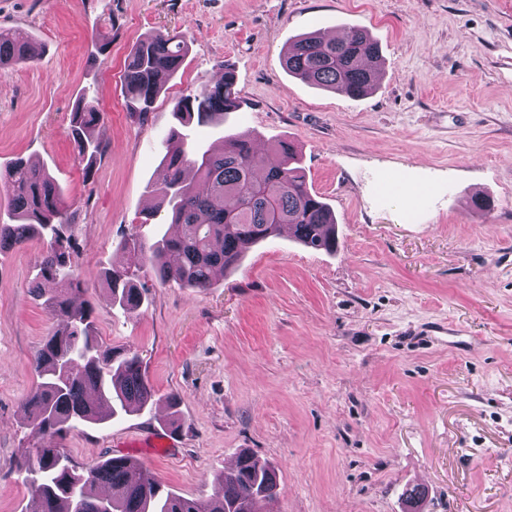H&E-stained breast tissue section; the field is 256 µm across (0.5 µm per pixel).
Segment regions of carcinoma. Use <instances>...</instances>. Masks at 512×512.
<instances>
[{"label":"carcinoma","mask_w":512,"mask_h":512,"mask_svg":"<svg viewBox=\"0 0 512 512\" xmlns=\"http://www.w3.org/2000/svg\"><path fill=\"white\" fill-rule=\"evenodd\" d=\"M188 53L179 35L154 33L136 42L122 76V94L130 117L142 123L153 111L165 83L180 70ZM35 58L33 42L20 29H0V73ZM288 73L351 99L368 95L381 67L378 43L358 27L344 38L301 36L284 53ZM241 107L234 72L180 99L174 115L182 123L205 124ZM103 112L81 94L71 117V135L91 170L103 141L96 130ZM165 155L156 193L170 209V223L180 233L153 244L137 236L122 249L129 262L106 272L112 301L124 310L139 308L142 294L137 272L151 267L160 281L188 288L211 287L214 273L238 265L245 250L278 234L286 225L295 239L316 251L336 250V217L310 190L296 163L293 147L280 143L273 153L252 150L247 132L224 136L216 152H198L176 133L163 142ZM5 202L13 223L0 224V253L24 245L33 235L45 244L34 276L36 283L57 285L38 292L59 327L35 352L37 383L26 399L31 424L43 435L75 424H99L131 408L143 409L153 390L139 354L104 343L90 307L75 306L70 294L84 286L73 261L61 196L43 168L14 162L5 175ZM26 473L38 512H258L277 497L275 466L242 452L234 469L218 480L211 497L186 498L165 493L143 466L127 456H113L79 471L61 448L25 450Z\"/></svg>","instance_id":"obj_1"}]
</instances>
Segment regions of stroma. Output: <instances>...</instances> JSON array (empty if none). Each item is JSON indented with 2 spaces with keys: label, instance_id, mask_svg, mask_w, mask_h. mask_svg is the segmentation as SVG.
I'll return each mask as SVG.
<instances>
[{
  "label": "stroma",
  "instance_id": "35a3bbf8",
  "mask_svg": "<svg viewBox=\"0 0 512 512\" xmlns=\"http://www.w3.org/2000/svg\"><path fill=\"white\" fill-rule=\"evenodd\" d=\"M362 27L376 87L352 100L288 75L300 35ZM36 62L0 75V170L18 158L60 185L99 336L136 349L146 409L55 435L76 468L129 456L164 489L212 494L246 449L278 469L261 512H512V0H0ZM184 34L185 62L145 123L125 109L133 45ZM232 69L242 100L223 124L181 126L176 102ZM104 113L86 169L70 135L81 94ZM203 148L247 131L292 143L335 212L338 246L289 232L250 247L196 291L142 269L140 309L113 305L106 270L132 234L170 217L155 192L166 136ZM486 199L485 211L471 208ZM42 240L0 253V512H33L23 449L43 445L23 403L57 325L33 278ZM176 430L168 449L142 441Z\"/></svg>",
  "mask_w": 512,
  "mask_h": 512
}]
</instances>
